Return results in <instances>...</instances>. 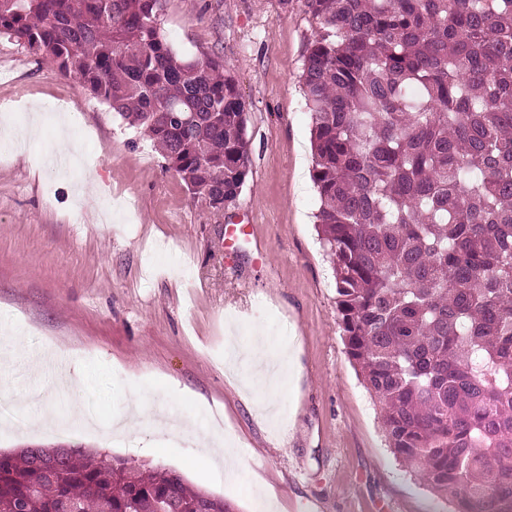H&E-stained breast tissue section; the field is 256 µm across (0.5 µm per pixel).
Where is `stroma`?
<instances>
[{"label":"stroma","instance_id":"35a3bbf8","mask_svg":"<svg viewBox=\"0 0 512 512\" xmlns=\"http://www.w3.org/2000/svg\"><path fill=\"white\" fill-rule=\"evenodd\" d=\"M316 24L303 0H166L165 38L179 56L223 61L251 103V172L216 212L194 201L139 129L18 43L0 37V126L36 135L0 142V450L30 445L36 413L72 422L44 445L83 447L181 472L193 485L255 512H451L411 476L382 434L338 325L330 263L318 240L310 120L299 75ZM97 176L56 161L57 118ZM249 226L227 247L224 228ZM271 335L268 356L294 355L273 413L230 383L227 344ZM76 353L74 394L54 392V353ZM42 402L25 409L28 392ZM151 403L127 434L112 424L133 397ZM240 455L200 475L211 416Z\"/></svg>","mask_w":512,"mask_h":512}]
</instances>
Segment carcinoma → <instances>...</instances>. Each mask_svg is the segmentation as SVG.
Returning <instances> with one entry per match:
<instances>
[{
	"instance_id": "1",
	"label": "carcinoma",
	"mask_w": 512,
	"mask_h": 512,
	"mask_svg": "<svg viewBox=\"0 0 512 512\" xmlns=\"http://www.w3.org/2000/svg\"><path fill=\"white\" fill-rule=\"evenodd\" d=\"M166 0H0L8 37L143 129L192 198L250 173L251 103L176 57ZM316 228L346 353L397 460L457 512H512V0H304ZM0 452V512H234L170 468Z\"/></svg>"
}]
</instances>
